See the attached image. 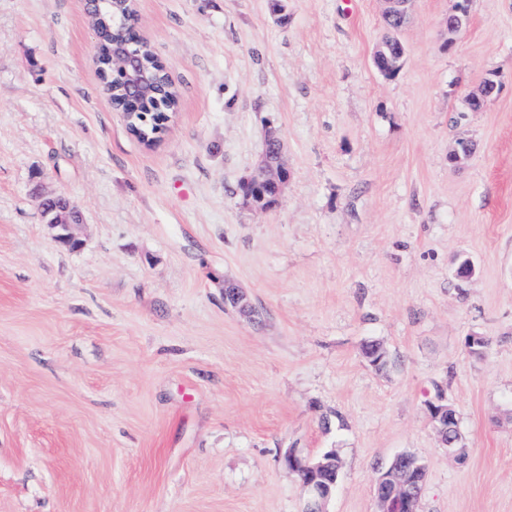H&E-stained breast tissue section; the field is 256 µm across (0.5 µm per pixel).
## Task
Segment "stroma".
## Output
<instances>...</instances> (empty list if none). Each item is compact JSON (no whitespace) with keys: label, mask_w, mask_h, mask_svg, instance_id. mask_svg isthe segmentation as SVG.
I'll return each mask as SVG.
<instances>
[{"label":"stroma","mask_w":512,"mask_h":512,"mask_svg":"<svg viewBox=\"0 0 512 512\" xmlns=\"http://www.w3.org/2000/svg\"><path fill=\"white\" fill-rule=\"evenodd\" d=\"M450 5L413 0L387 77L382 0H288L284 24L269 0H137L179 92L149 147L102 90L85 0H0V512H305L292 448L337 451L327 512H377L400 452L421 512H512V0H472L453 35ZM269 126L289 179L258 213L237 187ZM41 194L78 207L79 250ZM228 300H231L234 309L238 312L246 314L250 317L256 314V311L251 306L247 295L244 293L243 289L235 282L224 284L225 304H227ZM440 403H445L441 405ZM430 418L433 422L434 428L438 435V440L443 448H447L450 445L449 440H454V444L451 448L459 450L463 453V437L459 430V418L456 416V421L448 424L450 411L453 410L452 406H448V402L445 401L444 397L436 405H432L429 409Z\"/></svg>","instance_id":"1"}]
</instances>
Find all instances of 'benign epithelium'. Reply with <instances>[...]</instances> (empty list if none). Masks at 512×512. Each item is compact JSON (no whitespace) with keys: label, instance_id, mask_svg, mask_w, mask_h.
Returning a JSON list of instances; mask_svg holds the SVG:
<instances>
[{"label":"benign epithelium","instance_id":"obj_1","mask_svg":"<svg viewBox=\"0 0 512 512\" xmlns=\"http://www.w3.org/2000/svg\"><path fill=\"white\" fill-rule=\"evenodd\" d=\"M470 14L460 15V9H448L447 31L458 33L468 27ZM111 49L106 66L97 68L100 80L106 84L118 79L128 100H142L143 94L154 89L150 73L143 65L141 52L134 50V44L127 39L123 30L109 31ZM284 142L275 128L265 130L264 149L256 169L241 180L243 202L256 212H268L276 207L288 184V167L284 160ZM38 206L48 219V224L57 230L55 240L62 245L77 250L81 241L75 237L72 227L81 221L76 206L62 195H47L38 198ZM224 300L231 301L234 309L250 317L256 314L247 295L236 283L224 284ZM453 407L436 404L429 408L430 418L438 435L439 443L446 448L448 441L449 412ZM292 466L300 469L304 488L310 497H319L320 506L308 512H327L326 504L336 490L337 483L322 487L313 480V473L320 465L310 458L292 459ZM426 471L421 458L413 453L402 452L393 456L379 467L375 484V497L378 512H410L413 502V475Z\"/></svg>","mask_w":512,"mask_h":512}]
</instances>
